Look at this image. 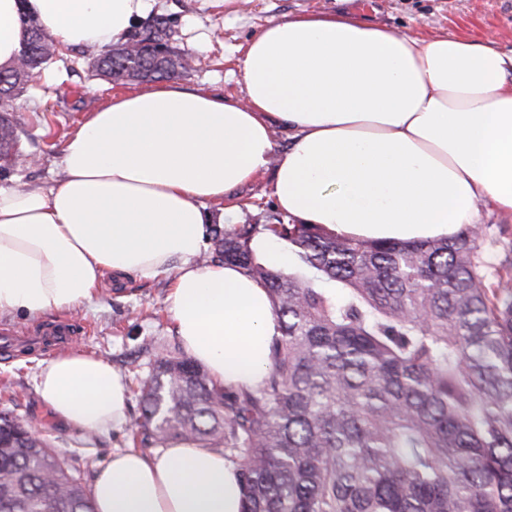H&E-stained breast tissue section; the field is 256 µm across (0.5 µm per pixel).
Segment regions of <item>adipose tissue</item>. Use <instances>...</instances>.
<instances>
[{
  "mask_svg": "<svg viewBox=\"0 0 512 512\" xmlns=\"http://www.w3.org/2000/svg\"><path fill=\"white\" fill-rule=\"evenodd\" d=\"M153 0H0V67L13 65L21 13L66 46L127 37ZM245 96L157 85L112 96L68 136L51 188L0 187V319L82 306L104 274L173 278L176 335L218 384L254 390L277 322L266 289L230 265L200 264L204 201L266 170L279 209L367 240L447 236L478 206L512 216V52L448 34L407 36L339 14L269 23L240 60ZM289 130L279 152L274 125ZM36 391L83 432L125 423L128 388L111 365L72 351L39 366ZM95 512H242L235 466L175 443L113 453L90 489Z\"/></svg>",
  "mask_w": 512,
  "mask_h": 512,
  "instance_id": "adipose-tissue-1",
  "label": "adipose tissue"
}]
</instances>
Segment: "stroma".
I'll return each instance as SVG.
<instances>
[{"mask_svg": "<svg viewBox=\"0 0 512 512\" xmlns=\"http://www.w3.org/2000/svg\"><path fill=\"white\" fill-rule=\"evenodd\" d=\"M152 12L168 16L177 45L196 56L194 70L177 78V85L235 100L244 96L237 63L247 41L269 23L302 13L336 12L400 34L448 33L490 40L512 51V0H238L236 12L229 15L220 7H201L200 0H155ZM70 55L76 60L73 70L43 73L34 89L15 100L21 153L10 172L0 176V186L59 182L64 141L86 113L112 95L139 91V84H116L96 76L93 52L74 49ZM476 223L483 234L484 270L494 283L507 274L500 255L503 244L512 243V217L483 204ZM171 285L167 274L120 281L108 275L92 304L40 318L0 320V334L13 339L9 352L0 351V412L40 425L57 457L83 487L91 486L95 471L113 451L132 447V431L128 423L87 434L53 418L34 384L40 363L60 351L45 334L52 325L71 324L72 340L80 350L104 358L125 377L128 416L136 418L141 413L140 388L155 360L183 350L168 311Z\"/></svg>", "mask_w": 512, "mask_h": 512, "instance_id": "stroma-1", "label": "stroma"}]
</instances>
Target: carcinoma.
<instances>
[{"label":"carcinoma","mask_w":512,"mask_h":512,"mask_svg":"<svg viewBox=\"0 0 512 512\" xmlns=\"http://www.w3.org/2000/svg\"><path fill=\"white\" fill-rule=\"evenodd\" d=\"M0 69V174L20 152L14 100L68 48L31 17ZM157 16L98 54L115 83L188 72ZM266 231L297 266L251 247ZM480 233L397 243L260 210L211 227L218 261L267 289L280 336L263 386L215 383L182 354L155 362L134 436L222 449L243 512H512V282H487ZM94 512L36 427L0 414V512Z\"/></svg>","instance_id":"obj_1"}]
</instances>
